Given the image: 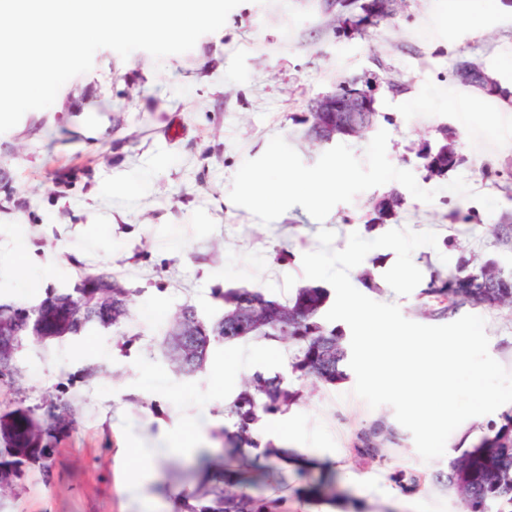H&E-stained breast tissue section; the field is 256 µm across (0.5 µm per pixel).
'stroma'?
<instances>
[{
    "instance_id": "35a3bbf8",
    "label": "stroma",
    "mask_w": 512,
    "mask_h": 512,
    "mask_svg": "<svg viewBox=\"0 0 512 512\" xmlns=\"http://www.w3.org/2000/svg\"><path fill=\"white\" fill-rule=\"evenodd\" d=\"M337 24L331 0H242L187 53L158 61L142 50L125 59L98 50L92 70L65 83L52 106L0 133V251L12 252L21 234L34 250L22 267L0 264V300L34 307L101 269L132 291L122 327L32 336L18 351L14 384L0 387V512H129L123 485L145 470L154 512H176L196 484L186 456L124 459L118 448L189 439L199 451L216 448L212 434L223 429L226 406L259 375L282 376L298 391L284 409L289 447L328 464L354 499L307 500L286 466L289 512H462L445 487L405 493L391 480L397 469H448L447 457L423 460L408 430L399 429L385 461L355 455L358 431L395 420L390 406L372 409L354 395L355 374L333 385L301 376L285 340L213 342L204 369L191 375L164 353L184 304L213 321L224 312L225 291L256 288L282 301L308 285L302 256L318 249L323 228L334 232L336 250L354 232L366 239L392 229L435 232L436 247L412 256L425 275L463 259L512 266V248L490 234L512 214V98L485 96L454 72L460 61L476 62L512 90V7L497 0L475 29L452 18L448 0H400L391 18L346 35ZM362 74L376 100L374 127L389 134V161L435 191L432 203L405 194L403 208L369 231L374 203L400 183L337 204L322 222L295 206L265 225L231 202L234 175L274 136L315 164L324 149L304 137L313 101ZM82 112L108 121L111 138L84 135ZM444 126L465 131L463 161L431 177L423 153L441 144ZM459 176L471 197L447 191ZM478 193L496 198L498 208L487 212ZM395 261L391 249L372 250L350 281L371 271L378 285L371 299L425 323L420 293L396 295L384 279ZM477 314L491 356L512 372V309ZM59 398L78 408L75 420L44 416L43 405ZM23 422L35 436L25 450L14 436Z\"/></svg>"
}]
</instances>
